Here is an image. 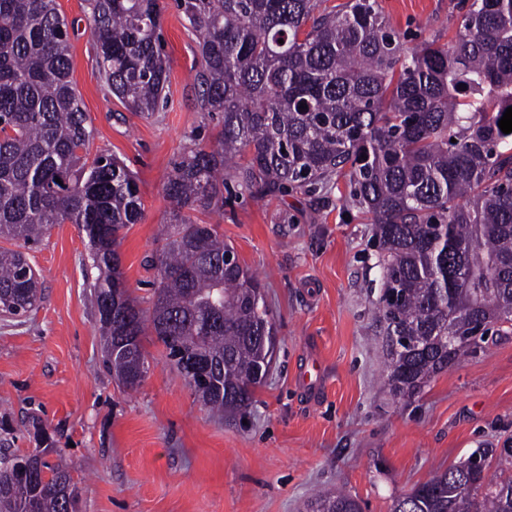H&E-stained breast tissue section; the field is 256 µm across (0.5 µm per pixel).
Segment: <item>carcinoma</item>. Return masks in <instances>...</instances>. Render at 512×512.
<instances>
[{
  "label": "carcinoma",
  "mask_w": 512,
  "mask_h": 512,
  "mask_svg": "<svg viewBox=\"0 0 512 512\" xmlns=\"http://www.w3.org/2000/svg\"><path fill=\"white\" fill-rule=\"evenodd\" d=\"M87 2L104 84L131 112L159 111L169 78L159 0ZM177 6L198 37L197 105L221 114L222 127L216 145L185 153L165 184L173 210L146 311L119 254L121 232L142 214L137 183L116 157L90 156L94 129L70 79L68 23L56 0H0V241L15 245L0 246L1 314L24 317L42 299L20 248L75 224L91 246L86 279L105 363L123 386L144 380L151 334L210 411L243 409L268 375L275 326L258 277L237 259L224 263L233 249L218 226L189 213L224 205L228 177L264 197L342 176L349 202L375 224L376 321L394 398L475 352L480 327L512 332V133L498 126L512 107V0H472L451 41L415 49L376 0L330 11L319 0ZM182 348L210 357L208 383H191ZM27 460L0 456V512H78L69 465L45 461L22 484L16 466ZM494 460L512 465V440L399 494L391 512H512V476L491 474ZM354 503L319 494L308 512Z\"/></svg>",
  "instance_id": "cac0c4a2"
}]
</instances>
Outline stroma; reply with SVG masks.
<instances>
[{
    "mask_svg": "<svg viewBox=\"0 0 512 512\" xmlns=\"http://www.w3.org/2000/svg\"><path fill=\"white\" fill-rule=\"evenodd\" d=\"M463 0H378L412 47L447 43ZM72 28L71 78L94 129L91 153L133 172L143 203L119 252L141 304L149 264L173 205L164 186L180 156L211 147L218 116L199 111L191 76L198 43L175 0H160L169 63L166 108L128 111L101 81L86 0H57ZM345 183L283 197L242 194L202 215L264 286L277 328L266 383L252 404L218 418L198 402L162 348L147 344L148 373L134 391L104 364L82 263L88 240L54 225L25 255L43 298L28 316H0V419L11 450L35 454L32 420L54 441L80 488L79 512H306L315 491L345 492L362 512H390L395 496L479 448L512 437V336L432 377L412 398L381 383L386 347L372 319L382 292L373 226L346 199Z\"/></svg>",
    "mask_w": 512,
    "mask_h": 512,
    "instance_id": "stroma-1",
    "label": "stroma"
}]
</instances>
